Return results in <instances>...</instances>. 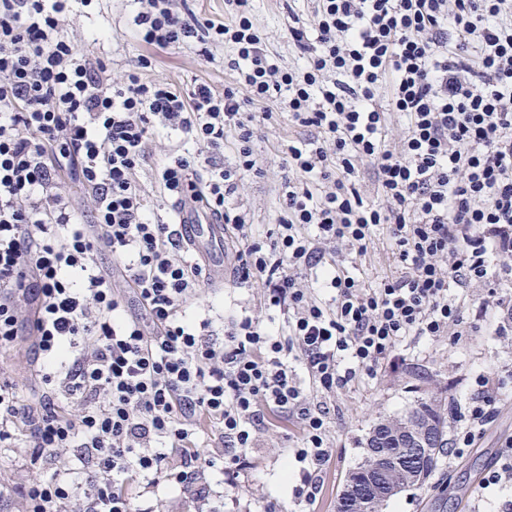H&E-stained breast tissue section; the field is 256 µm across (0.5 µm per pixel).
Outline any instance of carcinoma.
I'll list each match as a JSON object with an SVG mask.
<instances>
[{
  "instance_id": "cac0c4a2",
  "label": "carcinoma",
  "mask_w": 512,
  "mask_h": 512,
  "mask_svg": "<svg viewBox=\"0 0 512 512\" xmlns=\"http://www.w3.org/2000/svg\"><path fill=\"white\" fill-rule=\"evenodd\" d=\"M455 411L454 399L447 393H431L417 400L415 406L400 419H388L389 427L376 425L372 434L366 437L364 446V461L358 467L350 471L346 478L344 490L336 503V512H357L355 488L367 484L368 464L372 459V453L376 452L386 458V463H391L398 458H404L419 444L412 441L411 436L391 431V428L425 430L426 439L430 440V446L437 449L435 455L420 456L418 460L411 462V467L421 469L426 473V479L417 482L410 480L407 475L397 469L394 471L396 480L402 484L401 491L417 489L426 484V481L436 472L440 457L448 448V419Z\"/></svg>"
}]
</instances>
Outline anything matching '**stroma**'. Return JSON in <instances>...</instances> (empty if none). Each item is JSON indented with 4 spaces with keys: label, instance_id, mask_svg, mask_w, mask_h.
I'll list each match as a JSON object with an SVG mask.
<instances>
[{
    "label": "stroma",
    "instance_id": "1",
    "mask_svg": "<svg viewBox=\"0 0 512 512\" xmlns=\"http://www.w3.org/2000/svg\"><path fill=\"white\" fill-rule=\"evenodd\" d=\"M311 0H254L253 22L269 35L268 48L279 63H295L296 54L288 41L290 14H297L300 24L310 25ZM134 4L132 0H99L90 15L75 18L68 28L79 48L99 53L109 65L113 77H120L142 48L133 37ZM108 28L112 40L95 41L98 30ZM148 78L165 79L177 86L205 83L223 91L233 81L226 66L228 52L217 48L212 58L198 56L184 49L156 50ZM285 115L259 130L253 144L263 166V177H245L239 190L227 200L228 206L247 209L257 233H264L273 223L279 206L280 183L285 171L278 157L288 139L299 137ZM501 307L489 310L478 327H453L447 335L436 338L410 336L401 344L395 361L383 364L375 377H361L336 393L326 395L331 409L327 424L330 460L326 465L324 485L312 512H336V502L348 473L364 457L365 439L382 418L406 413L426 392L447 391L457 404V414L448 424L449 439L472 434L473 442L462 456H444L442 465L423 487L399 494L386 502L383 512H502L512 502V477L499 485L481 489L480 479L497 457L502 444L512 437V287L502 289ZM196 307H210L212 328L222 334L224 321L248 312L262 316L265 323L278 325L281 317L263 305L262 289L252 283L225 281L223 287L206 289ZM423 368L429 382L416 380L412 372ZM0 372L5 373L25 397H36L41 384L25 348L0 355ZM491 379L489 389L496 401L491 422L476 426L465 412L477 397L478 376ZM266 424L258 432L250 453V466L239 477L240 486L228 490L220 468L209 469L205 481L209 493L196 498L191 490L162 484L156 487L136 481L127 485L138 512H258L264 499L277 500L281 512H297L294 484L289 479L297 469L292 450L301 433L298 424L274 409L266 410ZM70 472L73 481L84 478V464L73 450L61 451L51 458L31 461L25 448L0 447V512H21L18 490L36 475Z\"/></svg>",
    "mask_w": 512,
    "mask_h": 512
}]
</instances>
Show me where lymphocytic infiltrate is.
Wrapping results in <instances>:
<instances>
[{
  "mask_svg": "<svg viewBox=\"0 0 512 512\" xmlns=\"http://www.w3.org/2000/svg\"><path fill=\"white\" fill-rule=\"evenodd\" d=\"M94 2L0 0V350L27 340L42 384L30 402L0 378V447L87 460L82 490L60 473L21 487L23 512H134L125 485L138 479L205 494L202 419L234 483L268 408L300 425L294 494L312 503L330 414L313 389L376 374L406 337L447 334L465 319L457 289L493 296L512 276V0H314L310 28L288 29L290 67L269 54L251 0H225L218 23L188 0H134L145 52L118 80L68 34L74 4ZM194 47L230 48L233 84L143 78L151 50ZM269 102L315 136L283 146L280 206L257 238L226 200L264 173L252 144ZM161 129L192 147L163 159L155 213L138 173ZM366 163L373 201L358 187ZM190 204L232 229L233 281L260 285L281 326L235 316L217 341L188 313L209 285L175 222ZM381 229L392 270L350 276L342 251L365 255Z\"/></svg>",
  "mask_w": 512,
  "mask_h": 512,
  "instance_id": "f902f5d3",
  "label": "lymphocytic infiltrate"
}]
</instances>
